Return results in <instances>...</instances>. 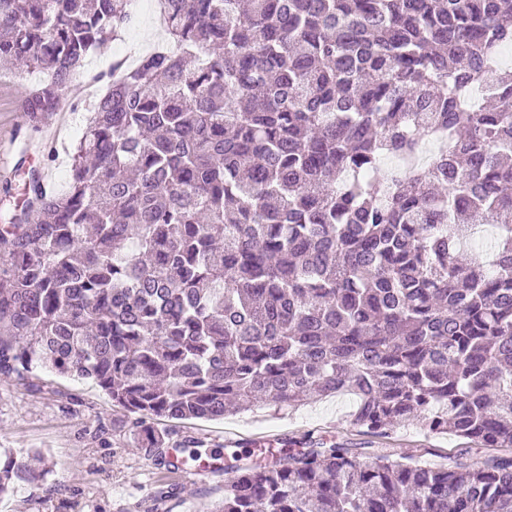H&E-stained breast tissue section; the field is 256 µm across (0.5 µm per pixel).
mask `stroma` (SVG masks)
<instances>
[{
	"instance_id": "stroma-1",
	"label": "stroma",
	"mask_w": 512,
	"mask_h": 512,
	"mask_svg": "<svg viewBox=\"0 0 512 512\" xmlns=\"http://www.w3.org/2000/svg\"><path fill=\"white\" fill-rule=\"evenodd\" d=\"M154 17L155 4L147 0L123 40L108 42L91 55L94 72L108 71L113 55L125 47L153 41ZM42 78L35 70L0 68V186L10 185L18 205L25 177L19 162L42 167L52 190L65 187L72 148L95 100L85 84L73 82L64 112L28 129L26 141H19L21 93ZM354 408L349 396L334 395L293 408L261 404L221 421L153 418L138 425L133 414L89 381L44 371L25 380L0 374V448L12 449L16 463L25 468L33 466L35 453H42L50 468L43 480H15L0 500V512H204L223 498V475L185 481L139 447L145 432L163 437L168 447L203 455L223 447L228 438L274 448L284 436L295 444L309 436L335 437L367 453L418 455L429 464L453 458L472 463L488 454L454 434L428 435L412 424L385 437L358 432L349 424Z\"/></svg>"
}]
</instances>
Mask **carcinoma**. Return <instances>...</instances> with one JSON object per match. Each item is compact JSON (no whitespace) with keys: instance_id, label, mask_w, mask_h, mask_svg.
<instances>
[{"instance_id":"carcinoma-1","label":"carcinoma","mask_w":512,"mask_h":512,"mask_svg":"<svg viewBox=\"0 0 512 512\" xmlns=\"http://www.w3.org/2000/svg\"><path fill=\"white\" fill-rule=\"evenodd\" d=\"M155 2L168 46L112 63L67 189L29 168L0 224V373L88 380L139 423L348 393L356 429L512 449V0ZM133 17L0 0V65L45 74L28 126ZM4 455L0 498L44 475ZM210 512H512V454L310 436L231 453Z\"/></svg>"}]
</instances>
